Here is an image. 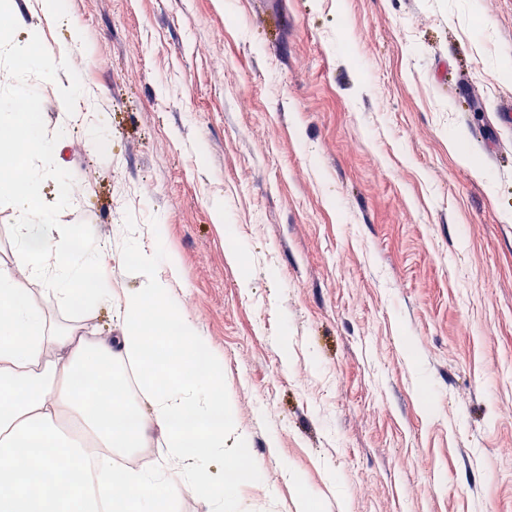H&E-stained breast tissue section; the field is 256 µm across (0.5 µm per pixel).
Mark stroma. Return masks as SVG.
<instances>
[{
    "label": "stroma",
    "mask_w": 512,
    "mask_h": 512,
    "mask_svg": "<svg viewBox=\"0 0 512 512\" xmlns=\"http://www.w3.org/2000/svg\"><path fill=\"white\" fill-rule=\"evenodd\" d=\"M41 4L0 39L71 49L28 77L63 140L45 205L119 293L127 239L164 224L233 410L209 477L260 474L228 512H512V0ZM72 70L89 100L64 112ZM17 282L55 327L118 335Z\"/></svg>",
    "instance_id": "obj_1"
}]
</instances>
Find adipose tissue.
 <instances>
[{
  "mask_svg": "<svg viewBox=\"0 0 512 512\" xmlns=\"http://www.w3.org/2000/svg\"><path fill=\"white\" fill-rule=\"evenodd\" d=\"M17 80L0 99V155L10 176L0 182L18 213V246L0 263V512H171L173 481L197 488L206 512H224L234 482H205L224 453L230 406L221 374L200 336L160 277H178L176 256L162 247V225L151 243L128 247L142 287L116 294L109 279L83 287L88 269L106 257L54 224L42 187L54 176L60 140L21 134L31 108L26 73L50 75L69 51L39 39L10 46ZM46 279L53 296H91L115 309L116 341L94 340L80 327H50L43 308L19 299L17 271ZM160 434L167 448L149 468L121 466V458ZM99 448L95 465L87 447Z\"/></svg>",
  "mask_w": 512,
  "mask_h": 512,
  "instance_id": "adipose-tissue-1",
  "label": "adipose tissue"
}]
</instances>
